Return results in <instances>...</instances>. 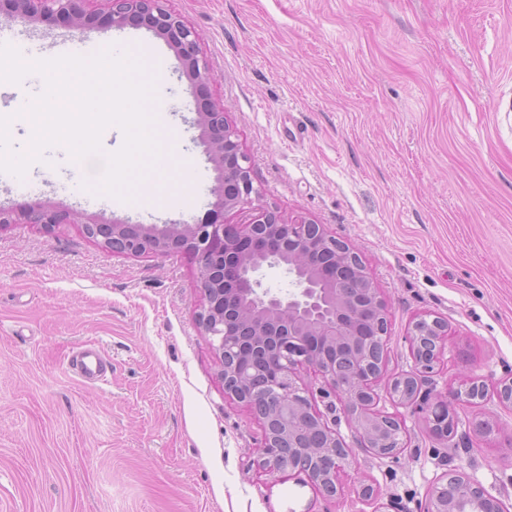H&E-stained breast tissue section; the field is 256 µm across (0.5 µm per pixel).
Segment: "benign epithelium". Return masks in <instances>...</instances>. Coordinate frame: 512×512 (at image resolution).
Instances as JSON below:
<instances>
[{"label":"benign epithelium","instance_id":"7a95c632","mask_svg":"<svg viewBox=\"0 0 512 512\" xmlns=\"http://www.w3.org/2000/svg\"><path fill=\"white\" fill-rule=\"evenodd\" d=\"M0 17L31 23L64 26L73 29L94 27L123 28L145 25L163 36L175 48L182 74L196 99L198 125L202 128L209 160L219 172L215 201L205 219L197 224H114L112 248L128 256L146 253H174V242L190 244L186 253L195 261L202 304L198 323L218 353L220 361L233 357L246 339L270 337L276 344V357L261 394L241 400L240 393L226 395L249 406L263 430V439L255 449L250 466L268 478L285 472L280 462L283 442L268 430L267 409L276 408L288 418L305 419L317 433L318 447L308 450L317 467L301 469L310 482L336 496L343 476L351 466L354 448L330 426L315 407L313 391L296 381L297 373L310 369L322 379L318 393L323 398L337 394L343 410L356 416V431L361 446L375 450L369 430L361 426L363 417L393 425L394 448L377 453L379 457H397L406 447L401 408L415 407L424 415L439 442L448 440L455 428L453 408L448 401L418 392V377L431 374L440 362V353L448 338V324L439 319L421 317L411 326L410 354L414 364L409 374L386 383V393L394 411L377 409L380 402L381 375L363 372L353 366L354 384L346 385L336 376L331 362L318 355L316 347L330 349L336 339L349 335L348 322L336 316V308L349 318L363 307L387 319V305L365 273L355 271L353 278L325 274L314 265L315 252L339 245L353 257L357 250L337 241L320 224L303 218L286 219L273 208L260 210L253 221L234 227L226 222L229 212L251 203L256 193L250 176L248 157L239 134L228 123L223 109L209 95L212 76L199 53V34L171 12L165 0H0ZM44 224L52 229L59 224H83L92 221L40 203L19 213L0 211V224ZM278 269L291 278L292 289L282 291L263 287L264 270ZM430 327L435 348L420 349L416 337L419 325ZM479 499L481 512H508V508L463 471L444 472L429 489L423 512H449L444 502L457 489ZM371 506V512H391L394 503L383 502L370 485L359 492Z\"/></svg>","mask_w":512,"mask_h":512}]
</instances>
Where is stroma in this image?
<instances>
[{"label": "stroma", "instance_id": "1", "mask_svg": "<svg viewBox=\"0 0 512 512\" xmlns=\"http://www.w3.org/2000/svg\"><path fill=\"white\" fill-rule=\"evenodd\" d=\"M202 37L212 95L249 158L248 223L264 207L324 225L356 245L387 304L385 377L410 373L406 338L423 314L448 324L443 363L420 392L441 396L456 427L439 444L404 410L406 450L358 447L340 494L297 473L248 465L262 429L229 399L196 322V266L183 253L130 257L82 225L0 228V512H370L371 484L395 512H422L442 472L460 469L512 510V407L495 394L457 400L458 378L512 377V0H167ZM158 95L190 162L193 196L140 210L70 199L65 168L94 183L104 155L33 163L0 182V209L40 202L100 224L197 221L215 200L193 98L171 47ZM102 346L109 382L66 367ZM493 427L480 440L475 421Z\"/></svg>", "mask_w": 512, "mask_h": 512}]
</instances>
